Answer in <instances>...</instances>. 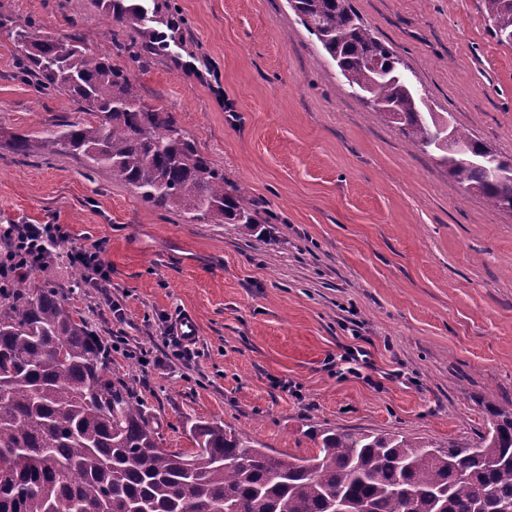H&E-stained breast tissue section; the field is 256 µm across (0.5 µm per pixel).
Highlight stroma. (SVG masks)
<instances>
[{
  "mask_svg": "<svg viewBox=\"0 0 512 512\" xmlns=\"http://www.w3.org/2000/svg\"><path fill=\"white\" fill-rule=\"evenodd\" d=\"M170 57L132 74L255 205L251 230L148 207L72 155L9 151L8 133L76 118L16 78L14 32L37 21L96 51L90 0H12L0 26V225L60 224L63 248L105 241L108 291L58 258L30 271L109 345L159 424L189 451L198 421L312 455L315 430L386 431L463 447L512 408V212L467 193L435 152L364 106L288 0H176ZM433 112L512 158V44L482 0H353ZM182 314L197 337L174 359ZM155 352L142 365L133 348Z\"/></svg>",
  "mask_w": 512,
  "mask_h": 512,
  "instance_id": "1",
  "label": "stroma"
}]
</instances>
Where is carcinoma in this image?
<instances>
[{
    "mask_svg": "<svg viewBox=\"0 0 512 512\" xmlns=\"http://www.w3.org/2000/svg\"><path fill=\"white\" fill-rule=\"evenodd\" d=\"M91 2L126 38L89 53L76 35L32 23L16 32L22 79L40 95H66L83 118L12 134V153L26 156L36 142L188 223L250 229L258 219L244 189L226 183L175 113L146 104L128 69L112 63L168 54L184 16L159 21L139 0ZM294 2L360 100L414 147L439 150L435 113L352 0ZM483 2L495 37L512 43V0ZM439 161L494 208L512 203V183L490 182L483 167L445 150ZM191 433L192 452L159 447L133 383L112 377L107 346L56 289L33 288L25 275L0 288V512H336L339 499L374 512H512V410L492 409L487 432L466 448L324 429L313 435L318 452L297 458L218 423L197 422Z\"/></svg>",
    "mask_w": 512,
    "mask_h": 512,
    "instance_id": "1",
    "label": "carcinoma"
}]
</instances>
